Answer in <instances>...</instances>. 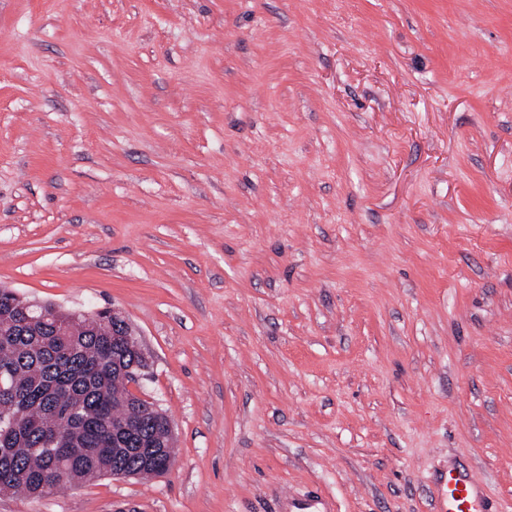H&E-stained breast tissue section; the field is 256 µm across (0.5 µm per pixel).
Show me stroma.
<instances>
[{"label": "stroma", "instance_id": "35a3bbf8", "mask_svg": "<svg viewBox=\"0 0 512 512\" xmlns=\"http://www.w3.org/2000/svg\"><path fill=\"white\" fill-rule=\"evenodd\" d=\"M116 307L175 462L0 512H512V0H0V288ZM437 512H491L485 488L469 468L456 467L436 482Z\"/></svg>", "mask_w": 512, "mask_h": 512}]
</instances>
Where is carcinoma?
I'll use <instances>...</instances> for the list:
<instances>
[{
    "label": "carcinoma",
    "instance_id": "obj_1",
    "mask_svg": "<svg viewBox=\"0 0 512 512\" xmlns=\"http://www.w3.org/2000/svg\"><path fill=\"white\" fill-rule=\"evenodd\" d=\"M131 353L107 311L91 321L43 322L0 288V492L41 496L62 482L164 469L160 428L117 380Z\"/></svg>",
    "mask_w": 512,
    "mask_h": 512
}]
</instances>
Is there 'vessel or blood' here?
Instances as JSON below:
<instances>
[{"instance_id":"vessel-or-blood-1","label":"vessel or blood","mask_w":512,"mask_h":512,"mask_svg":"<svg viewBox=\"0 0 512 512\" xmlns=\"http://www.w3.org/2000/svg\"><path fill=\"white\" fill-rule=\"evenodd\" d=\"M436 512H491L485 488L470 469L456 467L436 482Z\"/></svg>"}]
</instances>
